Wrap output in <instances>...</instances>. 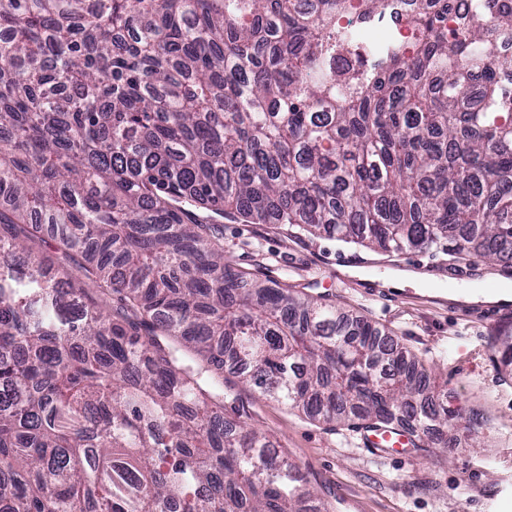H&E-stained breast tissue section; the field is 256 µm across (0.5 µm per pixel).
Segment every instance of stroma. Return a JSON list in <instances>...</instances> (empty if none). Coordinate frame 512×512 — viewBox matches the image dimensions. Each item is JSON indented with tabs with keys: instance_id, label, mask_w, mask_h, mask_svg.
Masks as SVG:
<instances>
[{
	"instance_id": "stroma-1",
	"label": "stroma",
	"mask_w": 512,
	"mask_h": 512,
	"mask_svg": "<svg viewBox=\"0 0 512 512\" xmlns=\"http://www.w3.org/2000/svg\"><path fill=\"white\" fill-rule=\"evenodd\" d=\"M224 255L241 270L268 267L272 276L322 302L391 330L400 346L435 369L448 400L460 411L493 420L486 446L446 452L440 447L409 455L378 454L363 447L357 429L330 431L298 412L252 394L231 379L244 400V421L273 434L289 458L308 475L331 512H512V370H501L491 347L496 329L512 326V304L497 306L495 320L482 319V304L452 299L423 288L389 290L387 302L367 296L370 262H435L445 270H471L475 287L512 280V271L454 261L448 254L386 255L324 236L292 235L266 224L227 220Z\"/></svg>"
}]
</instances>
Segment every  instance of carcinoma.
Listing matches in <instances>:
<instances>
[{"mask_svg":"<svg viewBox=\"0 0 512 512\" xmlns=\"http://www.w3.org/2000/svg\"><path fill=\"white\" fill-rule=\"evenodd\" d=\"M402 2L0 0V512H323L224 417L228 365L416 452L490 437L390 332L224 256L229 217L512 267V10L369 39Z\"/></svg>","mask_w":512,"mask_h":512,"instance_id":"carcinoma-1","label":"carcinoma"}]
</instances>
